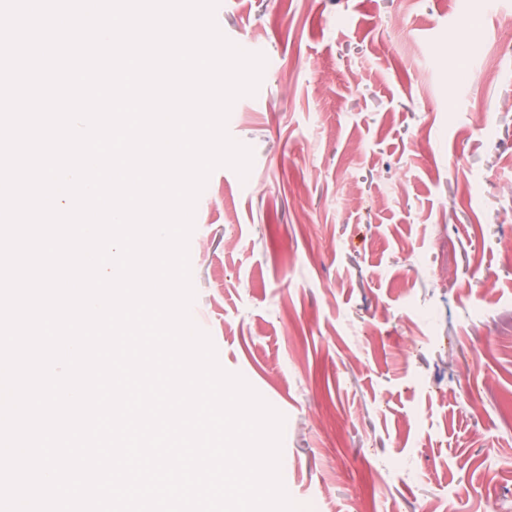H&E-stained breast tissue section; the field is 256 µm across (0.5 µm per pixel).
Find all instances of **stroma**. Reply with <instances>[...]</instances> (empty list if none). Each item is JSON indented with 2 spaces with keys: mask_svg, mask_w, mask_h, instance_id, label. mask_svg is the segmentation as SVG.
<instances>
[{
  "mask_svg": "<svg viewBox=\"0 0 512 512\" xmlns=\"http://www.w3.org/2000/svg\"><path fill=\"white\" fill-rule=\"evenodd\" d=\"M512 0H220L266 57L189 253L311 512H512ZM479 364H472V357ZM462 482L498 498H456Z\"/></svg>",
  "mask_w": 512,
  "mask_h": 512,
  "instance_id": "stroma-1",
  "label": "stroma"
}]
</instances>
